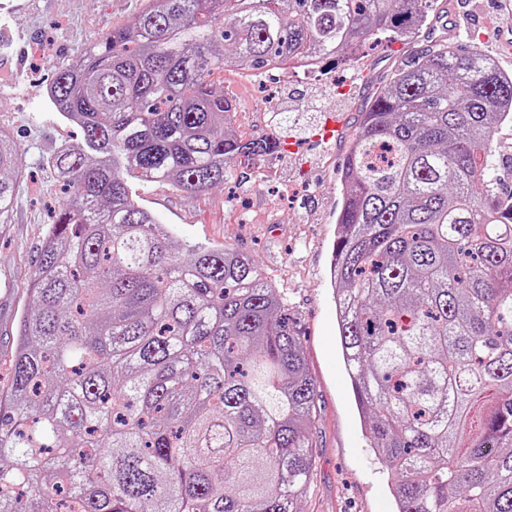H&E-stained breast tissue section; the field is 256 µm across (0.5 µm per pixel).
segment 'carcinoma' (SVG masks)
<instances>
[{
  "label": "carcinoma",
  "instance_id": "obj_1",
  "mask_svg": "<svg viewBox=\"0 0 512 512\" xmlns=\"http://www.w3.org/2000/svg\"><path fill=\"white\" fill-rule=\"evenodd\" d=\"M438 0H148L58 67L82 131L68 199L0 384V512H300L316 390L287 299L247 254L175 241L133 182L198 193L280 150L244 140L213 75L352 66ZM412 54L338 166L330 266L356 402L396 512H512V195L495 129L512 77L448 42ZM22 151L0 129V224Z\"/></svg>",
  "mask_w": 512,
  "mask_h": 512
}]
</instances>
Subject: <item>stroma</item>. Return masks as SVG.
I'll return each instance as SVG.
<instances>
[{"mask_svg":"<svg viewBox=\"0 0 512 512\" xmlns=\"http://www.w3.org/2000/svg\"><path fill=\"white\" fill-rule=\"evenodd\" d=\"M495 0H448V37L475 45L512 74L495 36L503 23ZM146 0H0V128L23 151L20 203L0 224V375L13 349L17 322L31 304L26 277L47 225L64 202L44 161L61 144L79 141L47 97L54 69L113 29L130 26ZM417 40L372 43L354 67H328L297 78L274 70L255 82L226 79L236 104L233 123L245 139L274 136L281 152L250 165L249 178L189 194L166 183L139 190L141 203L177 240L222 244L247 253L288 300L316 387L310 426L311 478L301 512H394L389 472L361 425L339 344L329 277L341 206L337 167L367 102L389 81ZM297 126L274 125L271 108Z\"/></svg>","mask_w":512,"mask_h":512,"instance_id":"obj_1","label":"stroma"}]
</instances>
